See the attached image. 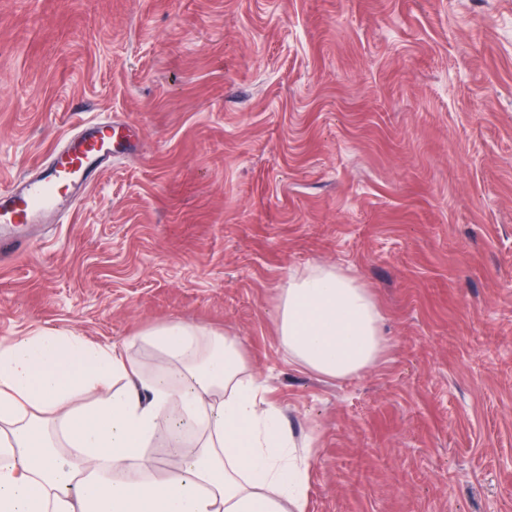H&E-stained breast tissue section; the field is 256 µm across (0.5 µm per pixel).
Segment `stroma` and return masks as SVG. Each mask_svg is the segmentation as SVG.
I'll return each instance as SVG.
<instances>
[{
  "label": "stroma",
  "mask_w": 512,
  "mask_h": 512,
  "mask_svg": "<svg viewBox=\"0 0 512 512\" xmlns=\"http://www.w3.org/2000/svg\"><path fill=\"white\" fill-rule=\"evenodd\" d=\"M133 124L0 267V342L237 337L313 445L310 512H512V0H0V188L82 121ZM352 270L377 368L292 363L295 272Z\"/></svg>",
  "instance_id": "35a3bbf8"
}]
</instances>
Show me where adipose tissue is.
Returning <instances> with one entry per match:
<instances>
[{
	"label": "adipose tissue",
	"mask_w": 512,
	"mask_h": 512,
	"mask_svg": "<svg viewBox=\"0 0 512 512\" xmlns=\"http://www.w3.org/2000/svg\"><path fill=\"white\" fill-rule=\"evenodd\" d=\"M381 320L366 288L322 265L289 277L275 316L289 358L333 379L379 365ZM139 340L152 372L74 331L0 343V512H308L310 456L245 377L238 341L179 319ZM163 427L174 472L150 453Z\"/></svg>",
	"instance_id": "obj_1"
}]
</instances>
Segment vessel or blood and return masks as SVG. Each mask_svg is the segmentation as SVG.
I'll use <instances>...</instances> for the list:
<instances>
[{
  "label": "vessel or blood",
  "mask_w": 512,
  "mask_h": 512,
  "mask_svg": "<svg viewBox=\"0 0 512 512\" xmlns=\"http://www.w3.org/2000/svg\"><path fill=\"white\" fill-rule=\"evenodd\" d=\"M128 124L90 121L67 134L34 172L0 189V263L29 251L22 229L48 215L71 213L96 174L131 153Z\"/></svg>",
  "instance_id": "obj_1"
}]
</instances>
